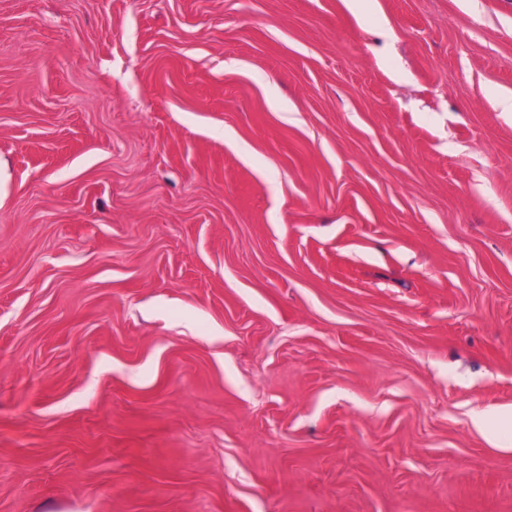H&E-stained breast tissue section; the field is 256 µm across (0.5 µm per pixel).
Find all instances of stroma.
Returning a JSON list of instances; mask_svg holds the SVG:
<instances>
[{
    "instance_id": "1",
    "label": "stroma",
    "mask_w": 512,
    "mask_h": 512,
    "mask_svg": "<svg viewBox=\"0 0 512 512\" xmlns=\"http://www.w3.org/2000/svg\"><path fill=\"white\" fill-rule=\"evenodd\" d=\"M512 0H0V512H512Z\"/></svg>"
}]
</instances>
